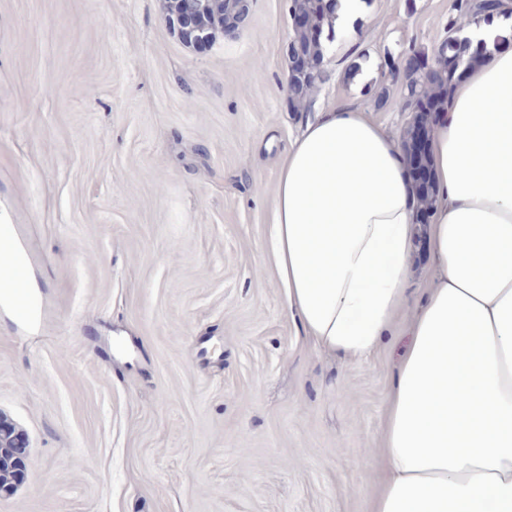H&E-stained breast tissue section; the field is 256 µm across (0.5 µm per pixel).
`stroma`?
<instances>
[{"instance_id":"stroma-1","label":"stroma","mask_w":512,"mask_h":512,"mask_svg":"<svg viewBox=\"0 0 512 512\" xmlns=\"http://www.w3.org/2000/svg\"><path fill=\"white\" fill-rule=\"evenodd\" d=\"M452 3L367 0L298 112L290 0L202 54L163 0H0V206L39 283L33 319L0 299V412L29 440L0 512H371L410 338L313 349L271 198L317 108L407 127L399 85L374 101L381 63L440 41ZM290 72V71H289ZM289 85H293L292 92L289 94V87L287 92L289 100L292 102L293 107L298 111H308L311 103V92L315 88L316 82H308L304 74H295L290 72Z\"/></svg>"}]
</instances>
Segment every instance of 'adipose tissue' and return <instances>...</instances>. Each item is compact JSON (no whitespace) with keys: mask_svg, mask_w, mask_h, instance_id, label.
<instances>
[{"mask_svg":"<svg viewBox=\"0 0 512 512\" xmlns=\"http://www.w3.org/2000/svg\"><path fill=\"white\" fill-rule=\"evenodd\" d=\"M463 34L486 53L463 64L430 140L438 202L420 306L405 288L410 175L368 111L323 109L290 145L272 196L275 271L314 348L359 362L407 317L371 512H512V50L494 25Z\"/></svg>","mask_w":512,"mask_h":512,"instance_id":"adipose-tissue-1","label":"adipose tissue"}]
</instances>
